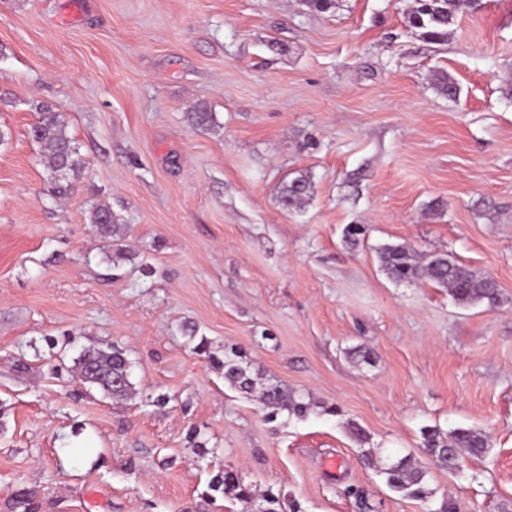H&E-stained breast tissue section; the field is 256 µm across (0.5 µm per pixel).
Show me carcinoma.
Wrapping results in <instances>:
<instances>
[{
  "mask_svg": "<svg viewBox=\"0 0 512 512\" xmlns=\"http://www.w3.org/2000/svg\"><path fill=\"white\" fill-rule=\"evenodd\" d=\"M470 5V0H415L409 23L431 38L445 36L459 13ZM32 139L42 148V161L51 176V192L66 195L73 181L83 173V161L74 140L67 133V121L60 112L47 106L40 107V118L31 128ZM309 185L300 177L289 181L280 189V202L287 209L299 207L308 194ZM93 224L104 240H110L121 231L112 208L96 206L90 214ZM382 268L396 281L407 283L429 282L448 290L453 300L461 305L483 303L491 309L500 306L504 297L496 282L488 275L465 267L448 254L441 252L421 253L403 245H385L378 251ZM358 365H372L376 357L372 349L356 347L347 352ZM96 373L84 383L98 388L105 396L114 399L127 398L133 388L130 380L131 362L124 350L109 345H93L84 349L75 361L76 370L85 374L89 366ZM223 370L224 383L245 397H255L266 410V418L274 420L280 414L304 417L311 403L288 391L281 382L267 377L253 367L242 348H230L224 352V360L218 362ZM423 452L439 469L458 470L466 458H482L490 448L489 436L477 428H460L445 433L437 427L422 429ZM362 458L370 467L384 475L387 487L404 497L429 504L435 492L429 485V471L412 456L394 461H384L373 450L363 452ZM214 490H223L224 498L243 504L261 501L257 512H300L296 501H286V495L269 488L258 493L232 469L216 475L210 482Z\"/></svg>",
  "mask_w": 512,
  "mask_h": 512,
  "instance_id": "1",
  "label": "carcinoma"
}]
</instances>
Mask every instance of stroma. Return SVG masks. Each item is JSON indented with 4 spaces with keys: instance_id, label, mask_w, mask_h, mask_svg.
Returning <instances> with one entry per match:
<instances>
[{
    "instance_id": "35a3bbf8",
    "label": "stroma",
    "mask_w": 512,
    "mask_h": 512,
    "mask_svg": "<svg viewBox=\"0 0 512 512\" xmlns=\"http://www.w3.org/2000/svg\"><path fill=\"white\" fill-rule=\"evenodd\" d=\"M412 7L0 0V512L22 488L36 512H242L210 487L227 468L301 512H424L361 454L421 457L427 426L491 440L431 488L512 512V0H475L440 41ZM44 104L85 162L59 199L30 135ZM301 175L310 196L284 209ZM397 243L487 273L505 304L393 281L378 249ZM201 337L311 410L267 421ZM98 343L131 361L130 398L78 380ZM90 223L93 224L104 240H111L121 231L112 208L105 205H97L90 214Z\"/></svg>"
}]
</instances>
